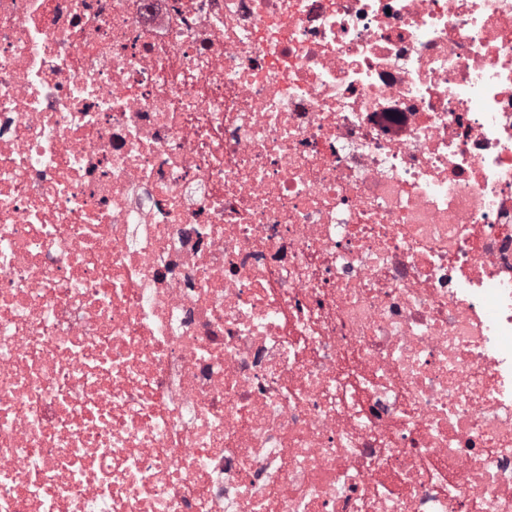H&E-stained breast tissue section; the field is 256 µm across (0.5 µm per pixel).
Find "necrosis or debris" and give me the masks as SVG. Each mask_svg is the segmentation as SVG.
<instances>
[{
	"instance_id": "necrosis-or-debris-1",
	"label": "necrosis or debris",
	"mask_w": 512,
	"mask_h": 512,
	"mask_svg": "<svg viewBox=\"0 0 512 512\" xmlns=\"http://www.w3.org/2000/svg\"><path fill=\"white\" fill-rule=\"evenodd\" d=\"M0 512H512V0H0Z\"/></svg>"
}]
</instances>
